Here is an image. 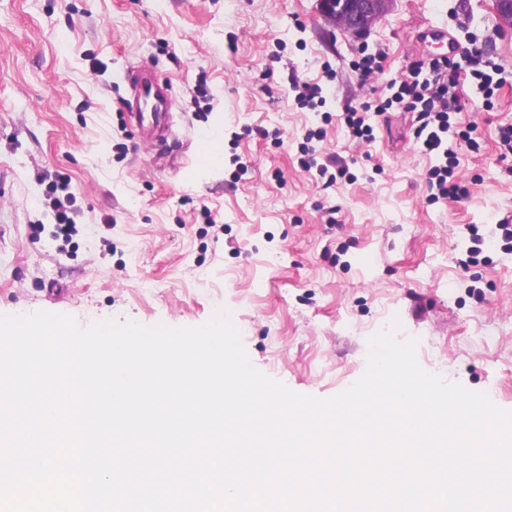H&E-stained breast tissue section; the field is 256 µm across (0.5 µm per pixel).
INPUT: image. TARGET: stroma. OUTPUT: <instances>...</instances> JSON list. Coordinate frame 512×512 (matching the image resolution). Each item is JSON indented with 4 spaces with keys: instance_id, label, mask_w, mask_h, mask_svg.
<instances>
[{
    "instance_id": "obj_1",
    "label": "stroma",
    "mask_w": 512,
    "mask_h": 512,
    "mask_svg": "<svg viewBox=\"0 0 512 512\" xmlns=\"http://www.w3.org/2000/svg\"><path fill=\"white\" fill-rule=\"evenodd\" d=\"M434 28L499 84L489 98L458 85L451 120L479 144L454 146L459 200L431 198L413 113L371 117L369 142L341 120L445 52ZM368 55L382 70L366 80ZM137 66L172 86L168 152L127 120ZM302 83L321 87L313 105ZM506 123L512 30L491 0H391L358 39L317 0H0V314L179 327L225 308L257 369L322 398L363 374L368 338L396 318L426 371L512 410ZM311 130L319 162L343 159L349 177L328 186L306 167ZM205 134L210 166L194 152Z\"/></svg>"
}]
</instances>
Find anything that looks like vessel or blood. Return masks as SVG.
Segmentation results:
<instances>
[{"label": "vessel or blood", "mask_w": 512, "mask_h": 512, "mask_svg": "<svg viewBox=\"0 0 512 512\" xmlns=\"http://www.w3.org/2000/svg\"><path fill=\"white\" fill-rule=\"evenodd\" d=\"M123 80L129 89L127 117L140 139L154 146L167 145L172 134L170 112L173 98L170 86L143 68L124 74Z\"/></svg>", "instance_id": "b4317fda"}]
</instances>
